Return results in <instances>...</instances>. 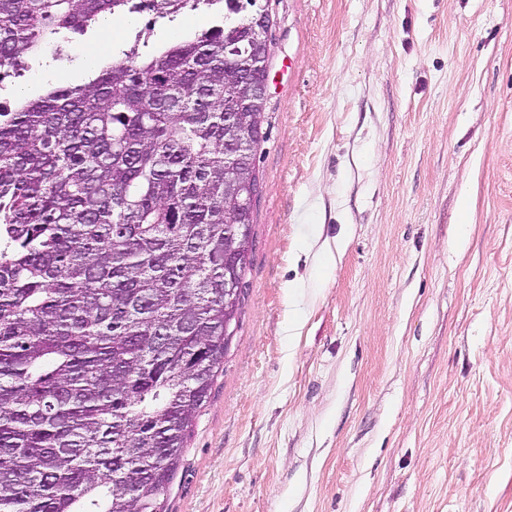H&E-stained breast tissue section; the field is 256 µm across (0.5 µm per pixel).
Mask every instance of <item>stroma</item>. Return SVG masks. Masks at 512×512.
Returning a JSON list of instances; mask_svg holds the SVG:
<instances>
[{"label": "stroma", "instance_id": "35a3bbf8", "mask_svg": "<svg viewBox=\"0 0 512 512\" xmlns=\"http://www.w3.org/2000/svg\"><path fill=\"white\" fill-rule=\"evenodd\" d=\"M268 8L245 300L165 510L512 512V0ZM212 22L58 36L15 84Z\"/></svg>", "mask_w": 512, "mask_h": 512}]
</instances>
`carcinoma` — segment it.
Wrapping results in <instances>:
<instances>
[{
  "label": "carcinoma",
  "mask_w": 512,
  "mask_h": 512,
  "mask_svg": "<svg viewBox=\"0 0 512 512\" xmlns=\"http://www.w3.org/2000/svg\"><path fill=\"white\" fill-rule=\"evenodd\" d=\"M197 2L0 0V71L104 17ZM264 11L224 0L188 38H137L0 111V512H164L244 300L224 282L250 266Z\"/></svg>",
  "instance_id": "cac0c4a2"
}]
</instances>
